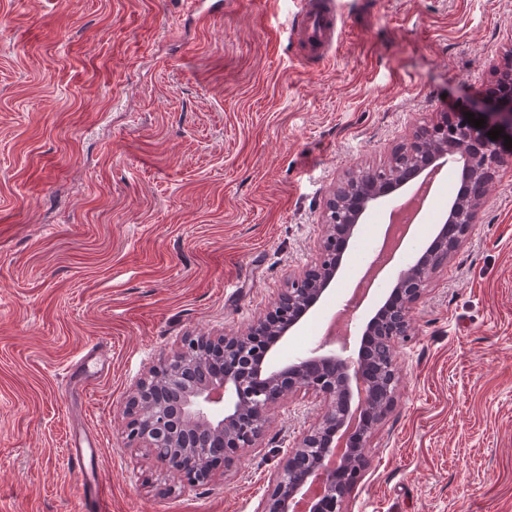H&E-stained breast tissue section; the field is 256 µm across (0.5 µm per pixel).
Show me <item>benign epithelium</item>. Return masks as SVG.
<instances>
[{
    "label": "benign epithelium",
    "instance_id": "benign-epithelium-1",
    "mask_svg": "<svg viewBox=\"0 0 512 512\" xmlns=\"http://www.w3.org/2000/svg\"><path fill=\"white\" fill-rule=\"evenodd\" d=\"M490 77L507 88L486 95L491 105L459 111V122L444 143L428 142L426 129L415 128L406 139V150L427 148L440 159L461 157L474 170L476 194L463 205L452 204L449 223L460 224L453 238L441 235L407 263L393 284L401 295L392 306L385 302L363 324V335L375 339L387 365L390 380L383 381L368 363V353H349L326 337L306 355L279 369L269 367L276 345L302 328L303 311H309L330 292L342 268V251L357 233L370 208L387 193L388 186H359L371 169L344 175L324 202V231L316 261L288 274V286L246 333L189 336L173 355L140 379L130 396L125 415L128 444H141L182 481L205 482L212 477L213 456L199 440L206 433L224 451L231 464L239 452L261 439L272 410L294 391L312 392L328 405L319 420L305 430L277 471L261 512H344L345 497L369 466L367 443L394 405L393 350L408 334L409 314L424 294L432 273L448 259L476 223L486 203L487 191L501 156L510 153L504 136L512 138V52L506 61L489 65ZM484 118L476 128L466 113ZM503 128L493 140L487 132Z\"/></svg>",
    "mask_w": 512,
    "mask_h": 512
}]
</instances>
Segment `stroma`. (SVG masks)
<instances>
[{
	"label": "stroma",
	"mask_w": 512,
	"mask_h": 512,
	"mask_svg": "<svg viewBox=\"0 0 512 512\" xmlns=\"http://www.w3.org/2000/svg\"><path fill=\"white\" fill-rule=\"evenodd\" d=\"M336 2L317 67L283 26L297 0H0V512H83L73 439L105 512H259L323 397L285 395L256 447L189 484L128 446L137 381L185 337L247 332L316 260L336 180L482 101L512 51V0ZM394 363L345 512H512V155Z\"/></svg>",
	"instance_id": "stroma-1"
}]
</instances>
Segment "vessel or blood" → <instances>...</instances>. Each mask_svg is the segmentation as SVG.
<instances>
[{"mask_svg":"<svg viewBox=\"0 0 512 512\" xmlns=\"http://www.w3.org/2000/svg\"><path fill=\"white\" fill-rule=\"evenodd\" d=\"M288 27L300 57L316 64L327 61L343 31L335 0H300Z\"/></svg>","mask_w":512,"mask_h":512,"instance_id":"obj_1","label":"vessel or blood"}]
</instances>
